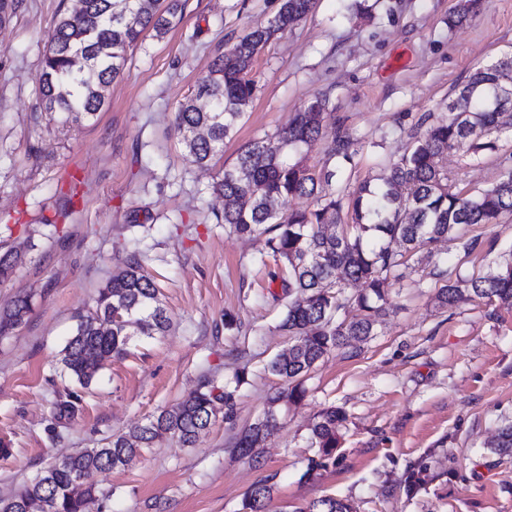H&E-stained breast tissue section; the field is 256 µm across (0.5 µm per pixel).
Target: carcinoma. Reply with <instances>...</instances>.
I'll return each mask as SVG.
<instances>
[{"mask_svg": "<svg viewBox=\"0 0 512 512\" xmlns=\"http://www.w3.org/2000/svg\"><path fill=\"white\" fill-rule=\"evenodd\" d=\"M313 0H283L266 25L256 27L215 57L194 92L179 103L176 127L186 154L207 169L232 138L252 100L250 78L255 58L278 32L304 18ZM181 0H79V8L60 12L42 58L39 96L44 111L62 116L64 125L94 120L105 103V90L120 75L128 52L148 31L165 33L178 14ZM512 85V55L476 69L448 102V112L429 122L414 137L411 149L394 162L379 164L376 184L366 181L352 193L351 222H342L346 189L333 185L336 159L351 160L350 140L342 128L324 123L325 104L315 98L294 114L272 137L244 145L233 165L215 183L223 196V223L233 231L265 238L288 288L287 311L280 328L292 337L269 364L272 374L288 381V401L304 397L301 381L334 349L364 342L387 315L391 286L422 259L421 249L442 239H459L465 226L492 224L512 212V154L500 158L499 179L489 188L468 193L448 176L443 160L448 151L472 159L497 149L488 136L506 127L512 99L501 101L498 90ZM327 142L321 171L307 163L312 144ZM296 198L314 201L313 208L294 210ZM437 300L443 306L478 298L512 307V263L470 277L448 276ZM361 287L355 293L349 289ZM355 307L350 321L342 312ZM30 309L18 298L0 316V336L20 324ZM168 328L159 290L141 265L130 262L99 289L95 309L77 316L76 330L62 350L64 371L87 388L99 369L128 353L134 336L162 335ZM234 391L199 390L128 434L117 435L101 448L66 455L30 482L0 497V512H89L95 490L76 484L94 472L128 467L144 448L164 434L194 447L211 419L234 415ZM347 421L339 407L325 409L311 428L323 457L339 446ZM278 425L269 410L250 425L237 447L250 453ZM491 452L512 454V423L503 424L490 444ZM273 487L254 486L243 502L245 512H264ZM295 512H352L334 497L321 498Z\"/></svg>", "mask_w": 512, "mask_h": 512, "instance_id": "1", "label": "carcinoma"}]
</instances>
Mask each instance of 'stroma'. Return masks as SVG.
<instances>
[{
    "label": "stroma",
    "mask_w": 512,
    "mask_h": 512,
    "mask_svg": "<svg viewBox=\"0 0 512 512\" xmlns=\"http://www.w3.org/2000/svg\"><path fill=\"white\" fill-rule=\"evenodd\" d=\"M182 2L167 33H147L130 50L97 118L70 127L49 120L38 98L61 0H16L0 24V255H19L0 279V312L20 297L31 304L0 337V496L205 384L218 393L236 386L234 418H216L195 447L166 437L127 468L94 474L99 512H242L261 481L273 488L267 512L325 496L355 512H512V456L486 446L512 420V308L439 306L433 274L437 264L466 277L511 260L512 213L465 228L479 242L473 253L456 240L432 245L435 261L394 286L374 336L322 358L303 399L244 455L242 432L289 388L267 369L289 344L278 329L288 296L262 263V240L219 224L213 190L242 146L274 135L315 97L350 138L352 159L337 178L357 189L379 161L409 150L420 116L445 112L477 67L512 53V0H479L455 27L457 0H316L255 59L253 100L206 172L185 154L176 108L282 0ZM496 144L472 161L449 152V176L470 191L491 186L501 153L512 152V128ZM133 259L154 280L169 328L134 337L127 356L81 388L60 362L75 315ZM69 398L74 416H58ZM332 405L348 420L340 448L316 467L310 429ZM412 471L425 483L410 494Z\"/></svg>",
    "instance_id": "1"
}]
</instances>
